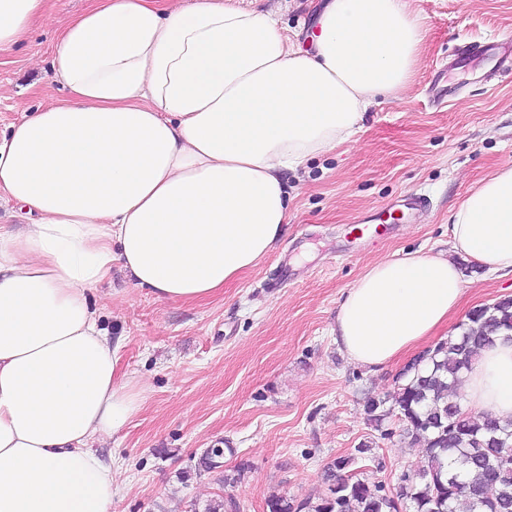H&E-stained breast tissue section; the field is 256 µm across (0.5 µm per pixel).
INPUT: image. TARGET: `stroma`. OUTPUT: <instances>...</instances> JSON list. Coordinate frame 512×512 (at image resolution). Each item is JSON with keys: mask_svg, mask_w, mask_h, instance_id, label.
I'll use <instances>...</instances> for the list:
<instances>
[{"mask_svg": "<svg viewBox=\"0 0 512 512\" xmlns=\"http://www.w3.org/2000/svg\"><path fill=\"white\" fill-rule=\"evenodd\" d=\"M324 0H263L289 33L306 35ZM87 0H51L28 41L0 57V129L62 93L47 59L59 30ZM425 39L414 73L397 95L364 113L351 141L289 173L288 219L275 248L213 296L161 301L120 271L93 291L111 335L121 337L119 370L141 408L119 433L94 441L111 457L121 491L112 512H205L231 496L240 512L265 500L328 495L326 465L371 446L394 487L417 462L420 443L397 420L374 430L368 398L393 391L403 361L372 372L336 342L345 291L369 265L407 253L448 252L449 216L482 178L512 167V77L465 56L470 42L512 41V0H412ZM412 193L425 203L410 222L384 218L357 237L354 221ZM464 294L432 343L447 341L468 312L512 296V275L459 258ZM218 448L216 468H205ZM250 470L228 484L239 462Z\"/></svg>", "mask_w": 512, "mask_h": 512, "instance_id": "obj_1", "label": "stroma"}]
</instances>
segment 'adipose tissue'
Returning a JSON list of instances; mask_svg holds the SVG:
<instances>
[{
    "label": "adipose tissue",
    "mask_w": 512,
    "mask_h": 512,
    "mask_svg": "<svg viewBox=\"0 0 512 512\" xmlns=\"http://www.w3.org/2000/svg\"><path fill=\"white\" fill-rule=\"evenodd\" d=\"M49 0H0V55ZM425 29L409 0H327L306 42L267 11L199 0H88L53 45L63 98L0 132V512H112L94 438L141 398L90 292L120 267L160 300L195 302L254 268L288 214L286 172L350 140L401 90ZM454 254L512 274V167L455 207ZM452 256L372 264L346 290L336 342L373 371L455 313ZM472 411L512 415V340L463 375Z\"/></svg>",
    "instance_id": "1"
}]
</instances>
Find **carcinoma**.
<instances>
[{"mask_svg": "<svg viewBox=\"0 0 512 512\" xmlns=\"http://www.w3.org/2000/svg\"><path fill=\"white\" fill-rule=\"evenodd\" d=\"M501 334L512 337L511 296L470 311L455 336L397 375L392 392L365 402L375 429L395 416L402 436L426 442L394 491L350 471L354 457H339L324 471L327 496L297 502L273 494L267 512H512V416L466 411L458 394L463 370Z\"/></svg>", "mask_w": 512, "mask_h": 512, "instance_id": "1", "label": "carcinoma"}]
</instances>
